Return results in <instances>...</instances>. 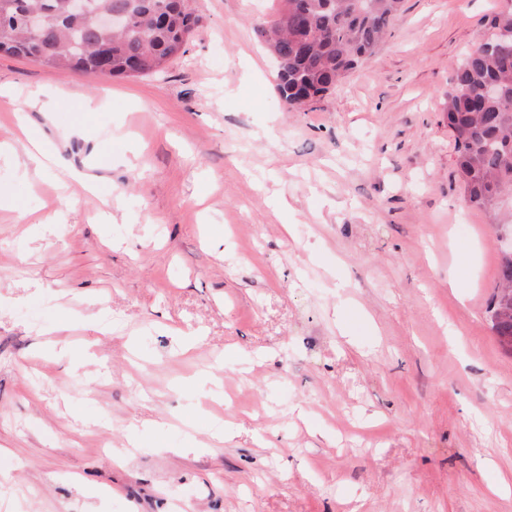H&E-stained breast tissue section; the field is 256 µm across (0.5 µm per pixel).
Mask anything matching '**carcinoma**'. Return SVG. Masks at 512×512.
<instances>
[{
	"mask_svg": "<svg viewBox=\"0 0 512 512\" xmlns=\"http://www.w3.org/2000/svg\"><path fill=\"white\" fill-rule=\"evenodd\" d=\"M259 33L277 67L276 91L290 111L300 98L315 105L357 64L372 57L401 10L402 0H274ZM97 9L131 18L122 32L93 27L71 14L68 0H0V55L21 56L74 74L96 72L102 47L106 78L155 74L188 52L200 19L188 0H95ZM32 8L50 22L35 36L23 23ZM491 37L468 52L447 93L445 117L456 146V168L470 204L496 216L512 195V4L485 19ZM497 287L512 289V257H500ZM491 329L512 355V298L494 292Z\"/></svg>",
	"mask_w": 512,
	"mask_h": 512,
	"instance_id": "1",
	"label": "carcinoma"
}]
</instances>
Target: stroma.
Wrapping results in <instances>:
<instances>
[{"label":"stroma","instance_id":"1","mask_svg":"<svg viewBox=\"0 0 512 512\" xmlns=\"http://www.w3.org/2000/svg\"><path fill=\"white\" fill-rule=\"evenodd\" d=\"M189 5L152 76L0 57V141L22 107L98 185L29 223L55 191L0 151V512H512L498 231L442 112L505 0H404L308 112L276 95L269 0Z\"/></svg>","mask_w":512,"mask_h":512}]
</instances>
